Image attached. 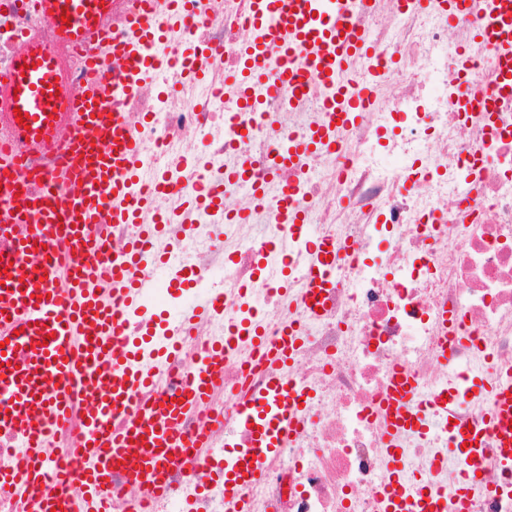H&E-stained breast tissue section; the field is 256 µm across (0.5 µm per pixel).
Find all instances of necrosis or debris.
<instances>
[{"instance_id": "4bbe7bcc", "label": "necrosis or debris", "mask_w": 512, "mask_h": 512, "mask_svg": "<svg viewBox=\"0 0 512 512\" xmlns=\"http://www.w3.org/2000/svg\"><path fill=\"white\" fill-rule=\"evenodd\" d=\"M144 1L157 22L176 3L112 0L101 19L111 38L124 36ZM481 20V9L460 14L448 0L420 7L374 0L354 18L373 51L352 57L348 68L349 87L367 80L373 94L357 123L337 130L335 150H319L299 168L274 169L270 157L283 138L324 121L323 92L314 84L302 104L287 106L280 95L242 111L228 79L243 67L253 31L247 0H192L185 25L164 42L169 66L117 99L139 141L134 189L152 204L139 223L106 225L114 249L141 225H162L149 246L169 279L189 277L192 291L224 302L176 357L145 355L160 380L155 396L186 389L209 344L239 321H258L272 339L296 326L303 341L281 372L239 343L224 362L223 386L182 426L189 440L205 437L204 452L186 449L172 463L171 490L159 500L113 473L112 512H225V468L250 467L268 429L246 411L274 382L308 394V405L288 443L262 458L244 512H383L398 484L423 482L443 493L460 485V458L448 442L456 428H480L489 406L470 384L493 388L512 376V98L496 92V56L474 36ZM33 38L80 86L90 50L59 45L30 0H0V74ZM472 100L489 104L486 120L468 116ZM243 124L251 135L239 136ZM69 139V127L60 126L52 151L32 153L29 181L50 180L62 160L77 167L64 154ZM391 156L401 167L388 166ZM238 162L247 179L226 182ZM214 190L236 196L248 222L201 205ZM292 207L336 248L332 286L316 313L304 305L306 244L288 238ZM401 372L427 418L404 436L394 472L381 408ZM446 395L456 401L448 410L439 402ZM92 402L75 389L68 422L48 441L46 470L79 471L77 445ZM464 512H512L511 462L488 456Z\"/></svg>"}]
</instances>
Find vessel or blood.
<instances>
[{
  "label": "vessel or blood",
  "instance_id": "vessel-or-blood-1",
  "mask_svg": "<svg viewBox=\"0 0 512 512\" xmlns=\"http://www.w3.org/2000/svg\"><path fill=\"white\" fill-rule=\"evenodd\" d=\"M368 0H248L254 34L246 43L249 74L245 96L254 100L284 85L303 91L315 79L326 91V121L307 139H288L281 145L283 159L298 162L311 146H333L336 130L356 119V100L345 92L346 63L366 43L352 24ZM478 29L481 38L495 40L503 64L497 88L512 96V0H491ZM63 40L86 44L98 15L109 0H36ZM281 47L279 57L265 53L267 42ZM158 30L144 15H135L122 41L112 50L128 67L123 84L131 88L146 70L161 69L166 60L155 52ZM115 89L95 81L80 95L62 89L53 57L37 43H29L12 71L0 77V118L22 115L15 145H0V160L18 161L17 145L45 144L56 130L61 108L79 110L82 128L95 137L79 142L77 172L56 171L59 185L78 179L77 193L65 205L48 199L46 190H19L15 179L0 181V430L20 435L29 464L0 468V488L28 493L37 486L42 495L36 512H52L61 500V485L77 483L83 492L81 512H112L107 494L113 468H122L130 482L152 486L163 494L164 462L185 442L177 431L181 420L208 398L224 377V360L233 351L232 338L214 349L196 367L192 384L179 398L156 400L144 407L133 400L151 380L140 358L142 339L115 348L113 336L121 309H140L145 283L140 272L152 256L144 244L129 245L123 256L112 253L100 224H128L135 220L142 200L131 189L137 144L123 113L105 109ZM327 242L313 243L305 303L315 308L332 268ZM107 386L106 395L86 417L83 464L78 475L43 467L46 440L67 418L75 386ZM306 394L272 387L262 410L273 424L262 452L281 447L284 437L307 402ZM126 420L113 427L112 415ZM391 432L411 427L423 417L415 406L410 381L395 385L387 403ZM494 438L499 456L512 459V380L492 393L488 428L461 429L453 446L463 459L465 488H472L486 460V440ZM443 494L428 490L414 496L391 491L385 512H447Z\"/></svg>",
  "mask_w": 512,
  "mask_h": 512
}]
</instances>
